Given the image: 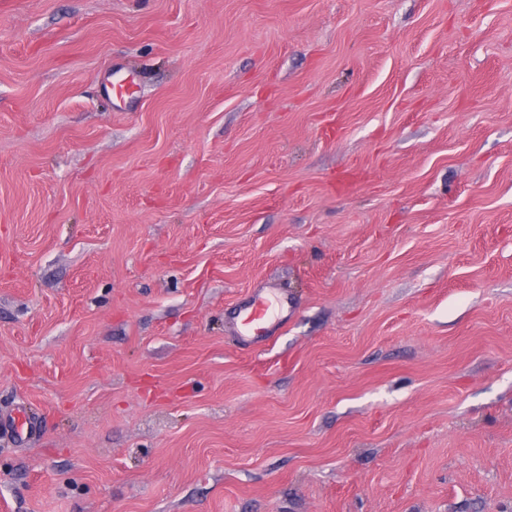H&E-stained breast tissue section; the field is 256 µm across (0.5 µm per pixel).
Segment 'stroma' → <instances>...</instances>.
Masks as SVG:
<instances>
[{"label":"stroma","instance_id":"stroma-1","mask_svg":"<svg viewBox=\"0 0 512 512\" xmlns=\"http://www.w3.org/2000/svg\"><path fill=\"white\" fill-rule=\"evenodd\" d=\"M20 408L0 512H512V0H0ZM283 305V300L273 302L266 295H255L249 301L244 310H240L241 336L249 339L266 340L269 332V325L279 316L276 311V303Z\"/></svg>","mask_w":512,"mask_h":512}]
</instances>
